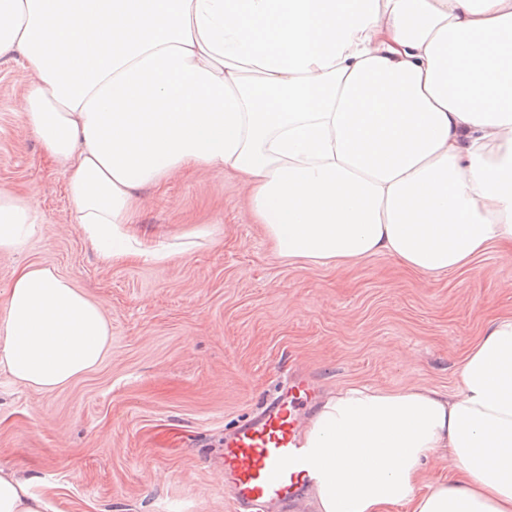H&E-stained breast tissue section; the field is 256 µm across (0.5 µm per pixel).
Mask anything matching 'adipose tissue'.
Masks as SVG:
<instances>
[{"mask_svg":"<svg viewBox=\"0 0 512 512\" xmlns=\"http://www.w3.org/2000/svg\"><path fill=\"white\" fill-rule=\"evenodd\" d=\"M34 75L24 123L67 178L99 257L169 261L190 243L130 229L141 189L193 165L236 172L276 254L467 269L512 260V0H0V57ZM40 230L0 191V252ZM99 304L26 265L0 312V368L51 391L95 368ZM460 387L354 386L303 432L314 512H512V317ZM450 458V477L425 479ZM0 468V512H45Z\"/></svg>","mask_w":512,"mask_h":512,"instance_id":"1","label":"adipose tissue"}]
</instances>
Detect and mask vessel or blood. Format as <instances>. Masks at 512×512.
Segmentation results:
<instances>
[{
	"label": "vessel or blood",
	"instance_id": "b4317fda",
	"mask_svg": "<svg viewBox=\"0 0 512 512\" xmlns=\"http://www.w3.org/2000/svg\"><path fill=\"white\" fill-rule=\"evenodd\" d=\"M312 402L308 381L293 375L255 415L224 435V488L239 512H289L305 500L300 481L311 463L301 446L304 407Z\"/></svg>",
	"mask_w": 512,
	"mask_h": 512
}]
</instances>
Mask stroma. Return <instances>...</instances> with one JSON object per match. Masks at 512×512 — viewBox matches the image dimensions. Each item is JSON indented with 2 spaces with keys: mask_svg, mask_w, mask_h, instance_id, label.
I'll return each mask as SVG.
<instances>
[{
  "mask_svg": "<svg viewBox=\"0 0 512 512\" xmlns=\"http://www.w3.org/2000/svg\"><path fill=\"white\" fill-rule=\"evenodd\" d=\"M31 81L0 57V190L29 201L41 233L0 252V304L15 271L49 265L102 307L106 358L50 392L0 370V468L31 479L46 512H234L224 432L295 371L320 395L357 385L454 392L493 319L512 315V264L489 246L435 278L379 254L344 266L276 257L234 173L192 167L140 193L132 228L209 243L166 263L103 262L71 222L64 174L23 123Z\"/></svg>",
  "mask_w": 512,
  "mask_h": 512,
  "instance_id": "stroma-1",
  "label": "stroma"
}]
</instances>
